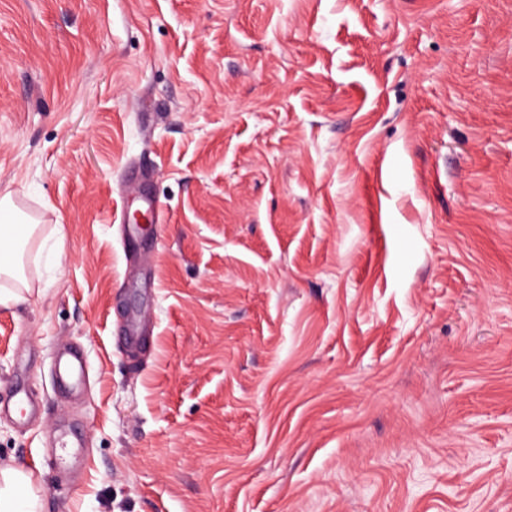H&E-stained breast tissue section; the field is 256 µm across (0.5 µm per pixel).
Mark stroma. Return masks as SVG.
I'll list each match as a JSON object with an SVG mask.
<instances>
[{
	"mask_svg": "<svg viewBox=\"0 0 512 512\" xmlns=\"http://www.w3.org/2000/svg\"><path fill=\"white\" fill-rule=\"evenodd\" d=\"M5 193L42 512H512V0H0ZM0 278L10 279L27 288L23 255L38 235L40 221L22 212L11 197H0Z\"/></svg>",
	"mask_w": 512,
	"mask_h": 512,
	"instance_id": "35a3bbf8",
	"label": "stroma"
}]
</instances>
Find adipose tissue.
<instances>
[{
  "label": "adipose tissue",
  "mask_w": 512,
  "mask_h": 512,
  "mask_svg": "<svg viewBox=\"0 0 512 512\" xmlns=\"http://www.w3.org/2000/svg\"><path fill=\"white\" fill-rule=\"evenodd\" d=\"M39 229L38 220L22 212L11 195L0 196V278L25 284L24 251ZM0 512H41L30 472L0 468Z\"/></svg>",
  "instance_id": "1"
}]
</instances>
